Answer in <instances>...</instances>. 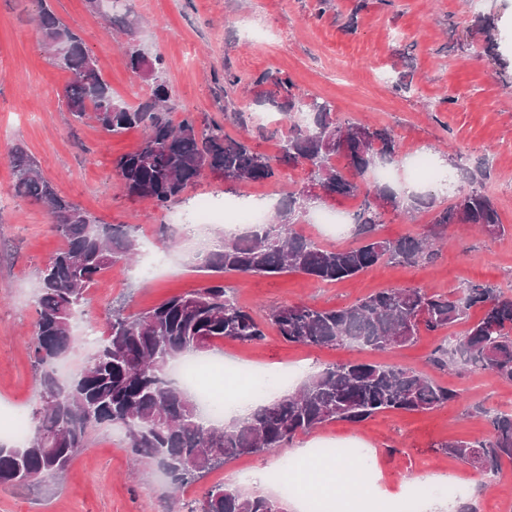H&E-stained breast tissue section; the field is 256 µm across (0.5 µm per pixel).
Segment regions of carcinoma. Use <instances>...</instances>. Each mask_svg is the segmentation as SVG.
<instances>
[{
    "mask_svg": "<svg viewBox=\"0 0 512 512\" xmlns=\"http://www.w3.org/2000/svg\"><path fill=\"white\" fill-rule=\"evenodd\" d=\"M38 4L42 44L54 64L69 74L63 93L66 111L78 119L93 116L112 135L132 128L144 131L138 149L113 161L128 194L166 209L207 170L235 183L263 182L279 177L284 167L299 166L309 167L310 185L327 196L364 194L354 216L358 246L326 248L294 229L305 214L302 187L278 203L275 220L251 224L206 252L204 266L215 273L295 272L331 283L385 261H431L438 254L431 237L450 224H475L496 235L504 232L492 200L480 182L469 177V186H459L453 202L435 210L432 236L382 238L377 235L382 220L369 197L387 200L406 214L433 207L434 198L420 194L403 203L387 185L364 189L334 159L344 156L357 173L392 164L400 148L392 130L342 121L329 102L301 91L286 77L260 78L253 83L257 102L284 121L272 131L279 135L280 152L269 156L257 151L249 136L225 133L217 121H201L189 111L173 121V94L160 76L162 57L150 59L134 48L126 51L127 65L152 81V88L131 107L112 94L82 37L57 17L47 0ZM267 82L272 88H263ZM8 160L16 194L47 209L52 229L65 246L40 271L43 289L36 299L29 341L39 407L24 443L0 442V486L62 478L77 453L88 447L92 431L109 423L126 428L135 460L156 465L180 488L231 459L273 452L329 422L357 424L388 410L428 412L458 398L454 390L400 364L348 361L314 372L296 391L258 406L242 419L221 427L205 424L195 397L170 378V368L191 352L209 350L218 340L261 341L267 324L288 343L385 352L413 343L422 329L436 334L480 306L482 317L464 335L453 337V349L446 343L437 346L434 363L471 366L512 382V293L500 288L464 283L449 294L422 287L386 288L337 309L281 305L262 322L221 281L174 295L135 315L121 307L112 309L107 336L86 357L79 374L62 380L53 364L80 343L72 325L83 312L90 288L102 273L128 263L139 252L140 242L132 225L99 224L62 196L22 145L12 147ZM475 413L486 419L489 435L474 442H449L444 448L483 473L495 474L503 459L512 460V412L477 408ZM193 512L288 510L279 497L246 494L217 483L205 490Z\"/></svg>",
    "mask_w": 512,
    "mask_h": 512,
    "instance_id": "carcinoma-1",
    "label": "carcinoma"
}]
</instances>
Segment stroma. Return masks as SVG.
Returning a JSON list of instances; mask_svg holds the SVG:
<instances>
[{
  "instance_id": "stroma-1",
  "label": "stroma",
  "mask_w": 512,
  "mask_h": 512,
  "mask_svg": "<svg viewBox=\"0 0 512 512\" xmlns=\"http://www.w3.org/2000/svg\"><path fill=\"white\" fill-rule=\"evenodd\" d=\"M52 10L83 38L115 96L138 103L149 83L126 65L119 44L105 32L107 4L95 0H49ZM138 49L161 56L162 76L174 90L176 108L223 122L233 136L242 129L224 116L225 105L251 115L252 127L272 115L246 88L261 76L287 77L299 88L328 101L340 119L392 129L400 139V162L392 165L390 187L411 180L412 152L427 153L436 168L461 160L470 169L485 166L483 190L506 231L478 232L469 224L449 225L447 245L436 259L416 266L383 263L334 283H316L298 273L271 277L228 275L224 283L256 317L270 308L305 302L324 308L351 305L385 288L420 286L446 293L461 283L512 290V0H121ZM36 0H0V429L14 414L32 417L38 386L27 346L36 320L40 270L63 241L39 203L17 196L7 162L14 145L33 155L43 175L62 195L101 224H131L138 239L153 241L166 261L153 275L138 277L115 267L91 288L84 323L102 325L113 307L133 314L210 280L197 260L201 246L222 238L223 222L201 227L202 243L178 233L161 241L160 225L192 209L200 198L275 206L308 182L304 167L285 170L276 180L239 184L204 173L182 202L161 210L128 196L113 168L114 159L135 150L140 129L109 134L90 117L74 121L66 112L67 72L51 64L41 45ZM494 19L485 33L478 19ZM494 37L495 49L483 46ZM243 89L226 90L225 75ZM438 337L421 333L416 342L385 353L357 347L315 348L283 341L273 327L257 343L217 342L242 372L302 369L356 359L398 363L456 389L460 398L433 412L400 411L352 424L336 421L296 437L270 453L228 461L197 483L174 491L154 465L130 478L132 455L121 428L104 425L72 461L62 480L0 489V512H189L216 482L242 486L254 470H277L290 454L324 444L357 443L368 448L376 467L366 487L399 491L408 476H447L466 483L461 496L476 512H512V461L497 474L472 482L476 470L444 452L448 441L487 436L474 408L512 411V383L457 364L438 368L431 358Z\"/></svg>"
}]
</instances>
